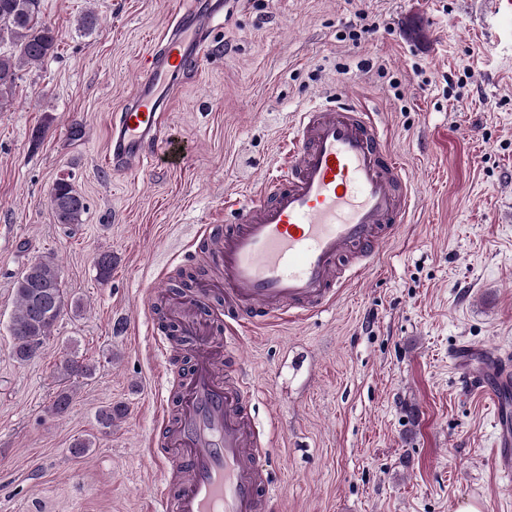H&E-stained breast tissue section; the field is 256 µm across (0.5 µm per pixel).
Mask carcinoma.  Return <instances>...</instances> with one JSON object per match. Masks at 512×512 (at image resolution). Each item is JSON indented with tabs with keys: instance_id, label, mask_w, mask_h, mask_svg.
<instances>
[{
	"instance_id": "obj_1",
	"label": "carcinoma",
	"mask_w": 512,
	"mask_h": 512,
	"mask_svg": "<svg viewBox=\"0 0 512 512\" xmlns=\"http://www.w3.org/2000/svg\"><path fill=\"white\" fill-rule=\"evenodd\" d=\"M0 42L12 46L8 53H0V111L13 103V91L19 71L25 66L42 62L57 48L56 30L38 20V0H0ZM52 211L59 224H80L87 211L83 196L68 179L57 180L50 192ZM16 310L9 330L12 354L26 363L39 356L46 339L66 309L74 315L81 312V302L69 298L61 285L60 267L51 257L36 261L33 273L23 268L14 280ZM95 367L78 356L65 357L60 362L61 376L89 378ZM70 389H61L50 407L53 415H66L73 403ZM126 414L122 404L107 405L98 412V423L103 429Z\"/></svg>"
}]
</instances>
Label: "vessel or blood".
Returning a JSON list of instances; mask_svg holds the SVG:
<instances>
[{
    "label": "vessel or blood",
    "mask_w": 512,
    "mask_h": 512,
    "mask_svg": "<svg viewBox=\"0 0 512 512\" xmlns=\"http://www.w3.org/2000/svg\"><path fill=\"white\" fill-rule=\"evenodd\" d=\"M214 16L173 10L143 62L134 101L113 122V169L134 170L155 153L177 165L179 146L157 138L158 89L199 70ZM284 152L259 189L237 202L233 223L202 226L219 278L170 304L171 322L190 341L191 372L172 400L173 417L156 419L168 434L165 451L152 456L162 474L155 512H265L275 490L269 451L251 424L238 328L256 317L270 322L333 306L338 288L362 277L415 205L403 162L364 107L304 108L288 127ZM215 294L224 298L223 311L203 317ZM218 323L225 333L220 349L204 341ZM466 380L472 388L490 380L510 384L512 359L493 358Z\"/></svg>",
    "instance_id": "1"
}]
</instances>
